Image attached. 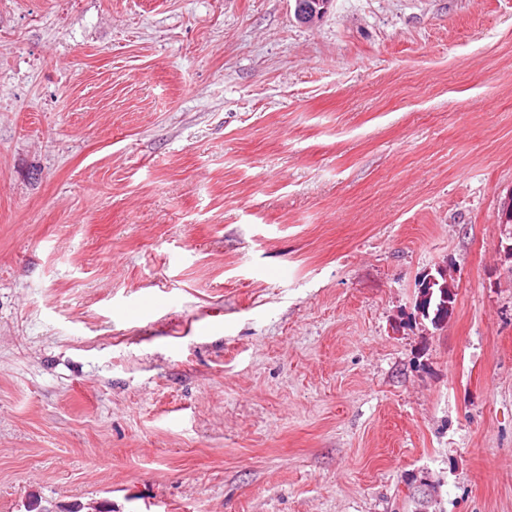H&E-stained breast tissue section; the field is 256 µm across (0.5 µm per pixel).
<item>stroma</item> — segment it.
I'll list each match as a JSON object with an SVG mask.
<instances>
[{
	"label": "stroma",
	"mask_w": 512,
	"mask_h": 512,
	"mask_svg": "<svg viewBox=\"0 0 512 512\" xmlns=\"http://www.w3.org/2000/svg\"><path fill=\"white\" fill-rule=\"evenodd\" d=\"M511 196L512 0H0V512H512ZM333 0H294V15L298 23L313 25L327 14ZM442 280L440 282L436 277L434 281L422 282L421 297H424L420 304L421 310L429 315V309L434 304V321H440L448 317L449 307L454 302L451 285L439 273ZM450 305V306H449ZM452 307V306H451Z\"/></svg>",
	"instance_id": "obj_1"
}]
</instances>
